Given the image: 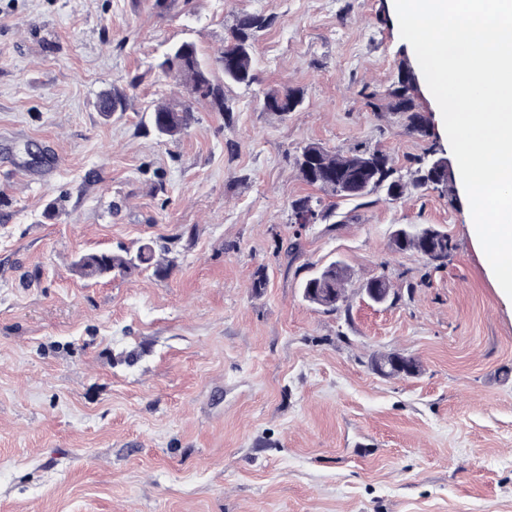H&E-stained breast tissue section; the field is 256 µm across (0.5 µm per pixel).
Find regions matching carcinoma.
<instances>
[{
  "instance_id": "cac0c4a2",
  "label": "carcinoma",
  "mask_w": 512,
  "mask_h": 512,
  "mask_svg": "<svg viewBox=\"0 0 512 512\" xmlns=\"http://www.w3.org/2000/svg\"><path fill=\"white\" fill-rule=\"evenodd\" d=\"M271 25V18L262 14L244 13L238 16L231 35L220 51L224 83H216L211 72L204 69L198 57L196 46L182 42L171 47L158 63L165 73H174L185 86L195 90V94L208 99L219 112H230L232 108L224 98V84H248L254 80V41L256 33ZM414 90V79L410 71L399 69L397 81L390 87L388 95L393 100L392 111L407 115L408 126L416 132L423 131V118L414 111L415 105L410 91ZM303 104L300 91L290 89L284 94L270 92L264 98V107L270 112H293ZM192 108L189 105L161 104L152 113L153 128L167 140H174L188 127ZM434 150L418 159L414 177L406 182L398 174L392 158L379 154L376 148L359 146L348 153L341 154L326 149L318 143L304 145L295 158L296 168L307 184L318 188L326 195L336 197V183L347 182L357 177L369 184L365 192L349 195L351 199H363L375 193L385 194L389 200L403 198L412 191H421L432 186L447 184V181L431 182L426 175L428 158ZM418 229L409 225L393 234V244L398 251L414 250L421 252L424 238L413 234ZM425 232L431 234L435 254L430 262L442 266L454 250L448 235L428 226ZM169 252L166 246H156L152 242L142 244L135 252L109 251L88 252L75 261V268L81 277L99 280L109 276H127L136 270L153 269L154 274H164L169 265L156 259L158 253ZM351 273L340 261H332L316 270L302 283L303 296L308 302L322 306L327 310H337L339 306L329 300L333 291L345 294L346 284Z\"/></svg>"
}]
</instances>
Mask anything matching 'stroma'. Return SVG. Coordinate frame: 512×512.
<instances>
[{"label":"stroma","instance_id":"obj_1","mask_svg":"<svg viewBox=\"0 0 512 512\" xmlns=\"http://www.w3.org/2000/svg\"><path fill=\"white\" fill-rule=\"evenodd\" d=\"M244 12L272 19L253 83L160 142L154 107L189 94L158 56L189 41L220 76ZM405 64L394 0H0V512H512V298L461 179L292 219L319 194L305 143L452 158L424 75L427 135L390 111ZM288 88L301 108L266 111ZM408 224L448 233L444 266L395 250ZM152 240L167 276L74 271ZM334 260L352 278L329 311L301 284ZM389 352L419 373H377Z\"/></svg>","mask_w":512,"mask_h":512}]
</instances>
